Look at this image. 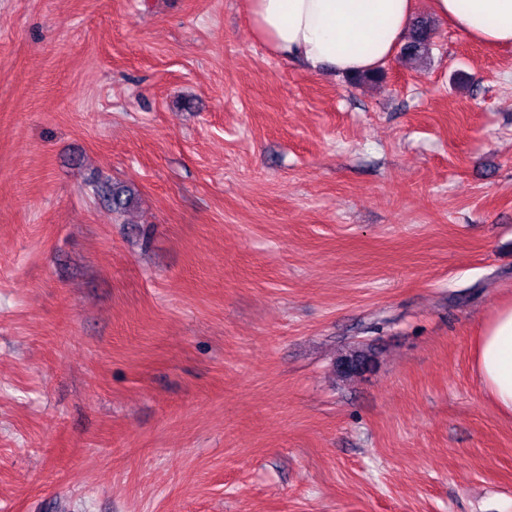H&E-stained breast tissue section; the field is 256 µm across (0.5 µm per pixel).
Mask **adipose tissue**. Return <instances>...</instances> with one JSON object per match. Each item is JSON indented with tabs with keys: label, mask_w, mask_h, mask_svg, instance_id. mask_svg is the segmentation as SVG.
<instances>
[{
	"label": "adipose tissue",
	"mask_w": 512,
	"mask_h": 512,
	"mask_svg": "<svg viewBox=\"0 0 512 512\" xmlns=\"http://www.w3.org/2000/svg\"><path fill=\"white\" fill-rule=\"evenodd\" d=\"M431 13L486 46H512V0H427ZM255 36L277 56L324 75L386 67L418 0H246ZM472 367L495 410L512 417V299L499 303L473 338Z\"/></svg>",
	"instance_id": "obj_1"
}]
</instances>
